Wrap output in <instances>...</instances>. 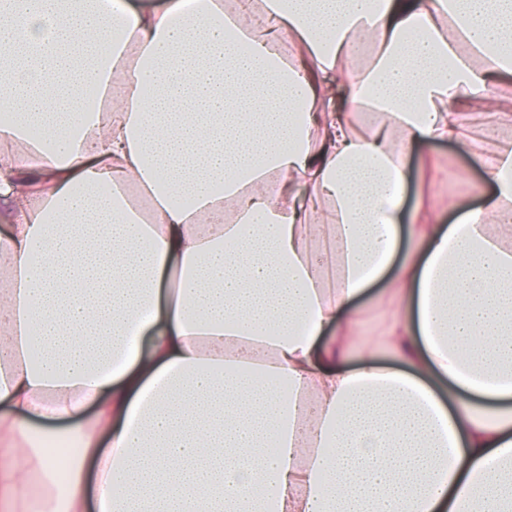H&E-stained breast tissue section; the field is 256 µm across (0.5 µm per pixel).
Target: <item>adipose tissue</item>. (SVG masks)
Wrapping results in <instances>:
<instances>
[{"mask_svg": "<svg viewBox=\"0 0 512 512\" xmlns=\"http://www.w3.org/2000/svg\"><path fill=\"white\" fill-rule=\"evenodd\" d=\"M511 81L512 0H0V512H512ZM431 154L445 161L448 170L455 175L452 181H440L441 173L427 169L424 179L418 178V158ZM409 180L403 196L406 210L411 209L419 198L428 199L433 193L448 197L461 196L471 207L480 205L491 192L492 185L486 180L485 166L480 155L468 152L461 144L440 143L433 146H418L408 156Z\"/></svg>", "mask_w": 512, "mask_h": 512, "instance_id": "obj_1", "label": "adipose tissue"}]
</instances>
